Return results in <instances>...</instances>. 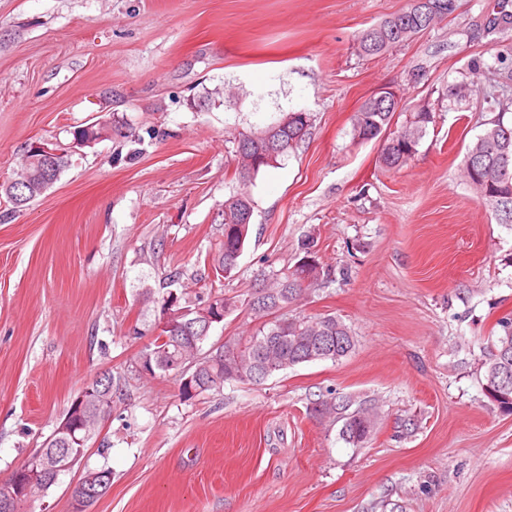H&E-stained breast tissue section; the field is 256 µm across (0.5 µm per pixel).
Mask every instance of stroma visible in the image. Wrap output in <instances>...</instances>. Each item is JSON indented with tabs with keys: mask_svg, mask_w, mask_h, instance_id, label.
Listing matches in <instances>:
<instances>
[{
	"mask_svg": "<svg viewBox=\"0 0 512 512\" xmlns=\"http://www.w3.org/2000/svg\"><path fill=\"white\" fill-rule=\"evenodd\" d=\"M497 2L457 0L366 58L359 33L409 0H0V182L31 145L74 148L27 210L0 198V486L109 371L126 378L111 415L32 512H73L72 486L103 467L112 484L91 512H512V414L480 368L512 318V226L462 175L489 123L512 122V29H484ZM215 88L224 102L197 106ZM383 88L435 113L391 171L381 141L351 133ZM296 111L310 133L246 187L249 238L223 290L294 265L314 235L332 279L288 312L338 317L354 350L191 399L174 375L139 377L159 323L143 289L176 271L193 299L214 280L218 209L243 188L230 134ZM106 121L123 134L74 145V130ZM329 389L376 407L362 446L310 415ZM408 419L417 430L397 437Z\"/></svg>",
	"mask_w": 512,
	"mask_h": 512,
	"instance_id": "stroma-1",
	"label": "stroma"
}]
</instances>
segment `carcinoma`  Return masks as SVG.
Wrapping results in <instances>:
<instances>
[{
  "instance_id": "carcinoma-1",
  "label": "carcinoma",
  "mask_w": 512,
  "mask_h": 512,
  "mask_svg": "<svg viewBox=\"0 0 512 512\" xmlns=\"http://www.w3.org/2000/svg\"><path fill=\"white\" fill-rule=\"evenodd\" d=\"M438 2L440 0H410L404 11L381 20L357 37L358 54L366 57L382 54L445 18L444 13L431 10ZM511 26L512 0H500L496 13L488 21V31ZM399 109L406 110L399 97L391 96L382 102L369 98L355 113L352 124L356 141L383 137L379 163L389 170H398L407 164L412 158L410 149L419 146L429 125L435 122L432 110L422 107L409 112L405 121L393 130L391 126ZM310 119V115L303 119L288 112L263 128L232 136L233 152L238 159L236 174L242 185H248L261 170L275 166L294 152L309 135ZM56 150L59 154L50 161L28 149L20 158L19 178L0 184V194L11 204L12 212L27 209L71 166L67 149L58 146ZM259 157L262 158L260 162L257 161ZM466 168L471 170L470 184L478 190L481 201L495 209L502 223L512 224V125L504 124L501 118L493 121L492 127L468 148ZM253 211L252 197L245 189L224 200L223 239L212 254L216 273L227 275L237 268ZM317 247V240L305 237L293 266L263 276L260 283L242 298L210 293L205 300L183 306L180 292L170 289L156 297L151 290H145L144 298L155 303L162 315L168 311L205 306L217 318L216 324L219 325L227 314L242 306L257 322V328L249 336H235L216 348L211 346L207 349L204 345L209 340L208 333L203 335L198 330L188 334L181 327L163 329L140 352L135 364L151 377L171 373L193 377L190 385L180 383L182 394L190 398L218 390L228 381L257 383L253 372L255 362L261 357L270 364L269 376L300 364L324 360L335 362L346 357L353 351L355 339L350 328L336 316L300 317L281 312L310 287L330 279V272L323 270L318 262ZM499 325L501 334L485 347L481 361L483 386L485 392L493 395V402L512 413V319L506 318ZM342 409L344 406L336 402L333 390L327 391L313 406V412L320 418L334 415ZM111 410L110 405L89 400L80 422L87 424L91 431ZM342 420L343 439L356 447L365 443L374 431V417L367 411L344 414ZM85 430L78 429L76 437H83ZM69 445L70 438H56L31 457L51 459L57 449ZM54 484L53 480L47 485L41 483L8 507L5 501L14 492L13 482H8L0 487V512H22L24 504Z\"/></svg>"
}]
</instances>
